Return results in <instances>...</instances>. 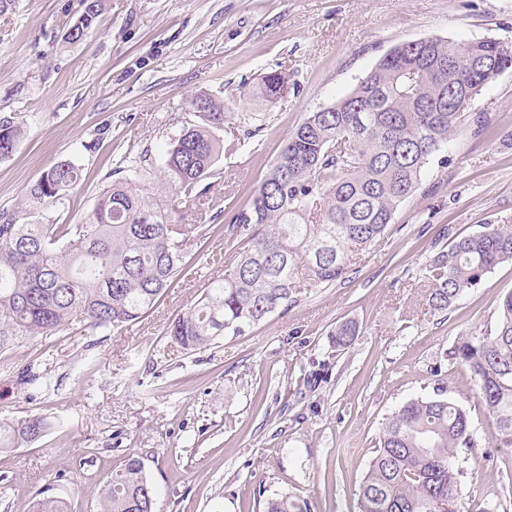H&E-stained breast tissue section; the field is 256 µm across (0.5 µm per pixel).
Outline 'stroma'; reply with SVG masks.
<instances>
[{
    "label": "stroma",
    "instance_id": "obj_1",
    "mask_svg": "<svg viewBox=\"0 0 512 512\" xmlns=\"http://www.w3.org/2000/svg\"><path fill=\"white\" fill-rule=\"evenodd\" d=\"M82 12L81 0H9L0 11V116L26 125L0 160V213L25 222L31 186L67 160L81 181L39 220L84 223L130 152H150L143 188L156 194L167 143L195 120L191 98L210 94L231 116L216 133L223 153L208 194L172 215L206 227L184 248L188 274L135 322L75 323L0 351V423L50 424L40 441L0 451V512H32L47 488L71 512H100L103 484L131 454L156 488L155 512H264L284 494L311 512H358L386 418L440 379L478 441L461 453L460 512H512V448L490 449L493 418L471 372L445 358L461 338L494 328L512 262L442 312L429 307L424 276L455 238L512 225V69L473 105L483 130L465 121L345 275L298 289L288 310L203 349L183 350L166 334L239 251L229 213L248 204L308 112L350 93L401 44L512 43V0H105L86 36L68 42ZM275 69L287 94L253 110L248 91ZM346 321L358 336L339 348L331 336ZM30 372L48 374L51 388L26 383ZM315 372L316 386H304Z\"/></svg>",
    "mask_w": 512,
    "mask_h": 512
}]
</instances>
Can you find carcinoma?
Returning a JSON list of instances; mask_svg holds the SVG:
<instances>
[{
  "label": "carcinoma",
  "mask_w": 512,
  "mask_h": 512,
  "mask_svg": "<svg viewBox=\"0 0 512 512\" xmlns=\"http://www.w3.org/2000/svg\"><path fill=\"white\" fill-rule=\"evenodd\" d=\"M84 12L68 32L77 42L104 9L83 0ZM512 68V45L496 39L454 41L431 37L387 53L345 97L307 114L288 136L251 203L232 211L227 231L246 243L212 280L198 303L167 328L186 351L210 345L224 333L242 334L294 302L300 279L329 284L348 269L349 256L380 238L399 206L422 185L435 155L457 133L468 109L452 101L454 89L475 91ZM288 92L285 74L262 78L259 93ZM199 122L171 140L164 175L171 195L201 197L222 153L215 131L224 128V104L199 94L191 100ZM24 134L15 116L0 117V159ZM150 156L124 155L116 179L99 195L84 224H19L0 213V350L22 336H53L74 322L104 330L140 319L183 271V247L193 224L171 223L168 203L143 194ZM81 178L71 161L51 167L31 187L29 213L57 208ZM512 262V226L453 240L426 266L431 309H448L484 276ZM494 331L467 336L445 357L467 366L478 401L494 416L492 443L512 448V292L497 306ZM356 325L332 335L350 346ZM48 423L31 417L0 425V447L15 448L44 436ZM478 446L469 413L437 388L406 402L382 427L359 486L358 512H436L446 499L458 512L463 471L458 451ZM101 512H154L155 491L139 456L103 485ZM34 512H67L62 499L43 491ZM266 512H310L307 501L285 494Z\"/></svg>",
  "instance_id": "obj_1"
}]
</instances>
